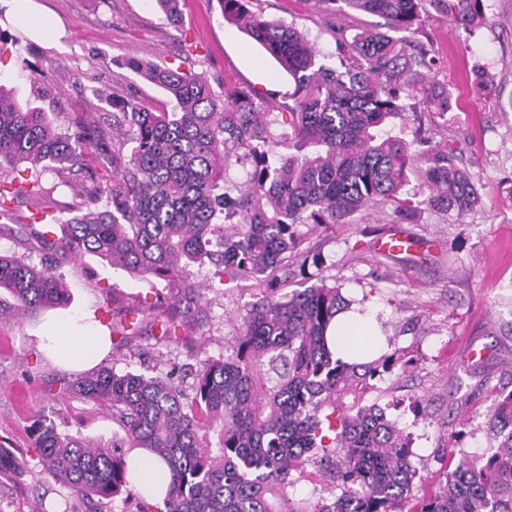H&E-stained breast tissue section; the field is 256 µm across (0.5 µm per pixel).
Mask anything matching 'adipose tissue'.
<instances>
[{"instance_id":"1","label":"adipose tissue","mask_w":512,"mask_h":512,"mask_svg":"<svg viewBox=\"0 0 512 512\" xmlns=\"http://www.w3.org/2000/svg\"><path fill=\"white\" fill-rule=\"evenodd\" d=\"M328 338H341L333 347L335 356L352 363L372 358L382 346L381 333L373 311L337 314ZM43 352L54 362L77 369L99 363L109 351L110 338L94 320L91 312H78L66 321L47 325L41 338Z\"/></svg>"}]
</instances>
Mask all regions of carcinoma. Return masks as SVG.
<instances>
[{
	"instance_id": "cac0c4a2",
	"label": "carcinoma",
	"mask_w": 512,
	"mask_h": 512,
	"mask_svg": "<svg viewBox=\"0 0 512 512\" xmlns=\"http://www.w3.org/2000/svg\"><path fill=\"white\" fill-rule=\"evenodd\" d=\"M155 2L180 23L181 0ZM254 2L220 0L224 20L288 73L283 108L249 87L218 93L204 71L138 57L127 67L163 88L171 110L117 94L102 126L82 112L23 106L0 85V237L33 240L46 259L94 256L166 290L125 310L135 318L112 326L113 347L141 335L146 322L156 341H177L203 323L206 293L224 290L226 279L254 297L239 314L231 352L200 360L189 383L174 381L172 370L147 376L103 364L64 383L62 391L107 409L117 436L99 448L37 418L39 473L85 499L84 512H102L122 493L138 512H275L273 497L285 504L280 512H512V391L488 418L497 446L479 459L461 458L435 495L414 502L408 437L383 408L363 404L398 359L333 357L326 329L350 305L338 286L322 280L277 294L291 265H319L303 248L300 225L348 224L362 209L387 206L394 222L415 219L407 190L414 169L429 190L427 206L476 210L477 186L454 150L420 149L422 140L395 132L394 122L404 91L425 112L453 110L448 83L428 75L430 49L407 34L418 33L431 11L470 31L485 20L484 0H342L385 19L387 29L319 12L335 42L334 65L294 26L253 10ZM91 147L93 168L85 159ZM235 165L247 170L239 186L226 180ZM21 166L36 210L55 208L58 188L71 191L54 223L15 206L11 174ZM231 216L238 220L227 229ZM192 266L214 272L201 285L189 277ZM0 289L24 315L68 299L52 265L38 268L17 255L0 254ZM141 449L168 467L160 506L128 479ZM311 465L332 481V499L293 505L291 476Z\"/></svg>"
}]
</instances>
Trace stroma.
I'll list each match as a JSON object with an SVG mask.
<instances>
[{"instance_id":"obj_1","label":"stroma","mask_w":512,"mask_h":512,"mask_svg":"<svg viewBox=\"0 0 512 512\" xmlns=\"http://www.w3.org/2000/svg\"><path fill=\"white\" fill-rule=\"evenodd\" d=\"M54 17L59 40L32 39L25 26L0 24V83L12 87L19 102L30 98L28 74L37 71L52 86L43 108L82 112L92 97L112 109L113 87L164 105L161 88L142 81L125 62L136 56L172 62L185 46H196L188 64L230 84L254 88L271 102L287 101L291 82L271 57L237 27L224 20L218 0H186L183 24L173 28L155 0H36ZM265 16L295 26L323 55L335 53L307 0H260ZM486 23L472 32L442 17H427L419 37L440 63L437 77L456 91L458 108L445 117L405 112L406 134L423 129L434 144L455 143L481 195V206L459 215L422 208L410 223L390 224L375 208L355 214L351 223L330 228L301 225L319 266L294 274L292 287L317 280L339 286L346 298L362 302L384 324L387 352L410 361L377 381L367 403L388 406L410 441L418 471L413 490L426 498L438 488L448 435L462 431L459 453L478 456L492 442L486 422L495 398L512 390V0H485ZM483 72L488 90L470 81ZM401 232L416 243L407 254L376 252L378 239ZM69 289L67 307L33 316L18 314L0 291V446L13 464L0 467V512H34L37 501L65 502L78 508L70 490L38 475L31 423L48 416L58 430L111 447L115 427L107 410L72 395H52L74 379L46 357L38 329L50 315L86 310L102 323L106 292L128 306L146 294V283L114 273L99 259L62 262L56 269ZM205 348L194 337L167 345L148 335L108 356L116 370L151 373L167 360L194 362L198 352L224 354L237 333L236 317L251 302L250 291L228 284L209 294Z\"/></svg>"}]
</instances>
